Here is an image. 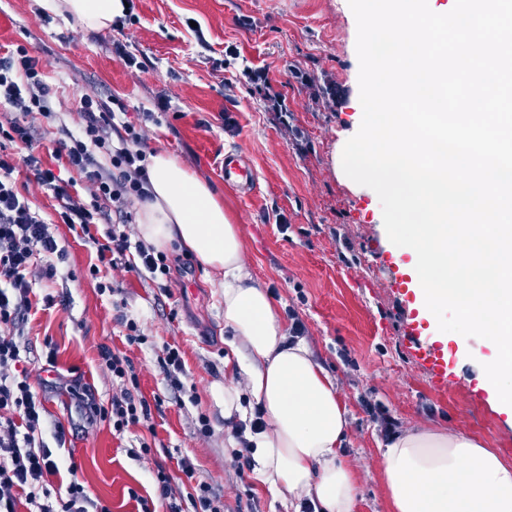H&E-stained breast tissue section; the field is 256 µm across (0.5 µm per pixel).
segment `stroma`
<instances>
[{"label": "stroma", "mask_w": 512, "mask_h": 512, "mask_svg": "<svg viewBox=\"0 0 512 512\" xmlns=\"http://www.w3.org/2000/svg\"><path fill=\"white\" fill-rule=\"evenodd\" d=\"M135 22L124 29L89 31L42 11L38 0H0V47L25 46L57 88L51 117L34 115L41 145L60 128L78 130L81 98L119 99L144 123L149 150L176 155L207 179L240 224L246 261L281 313L295 312L316 360L336 379L351 424L345 450L358 476L359 512H390L380 474L387 438L384 417L397 427H448L479 437L512 462V422L477 399V372L448 344L452 384L437 389L405 334L408 312L382 272L393 245L377 194L335 169V152L362 121L357 24L348 0H134ZM195 19L206 41L187 25ZM127 45L148 57L142 72L112 50ZM266 70L288 106V122L273 120L249 71ZM169 102L158 122L144 121L157 98ZM235 148L257 176L254 193L225 187L219 161ZM287 230H280L279 219ZM52 230L67 258L55 280L36 283V296L53 295L23 327L21 355L31 378H62L45 392L42 438L67 484L70 462L88 495L110 512H166L155 474L165 469L175 496L193 485L213 487L221 512H287L259 482L243 486L233 467L239 443L224 416V358L230 355L220 292L204 266L178 245L170 278L101 270L89 274L96 253L67 225ZM112 284L100 292L99 281ZM134 317L144 343H128L121 315ZM130 360L134 394L160 399L149 425L115 434L106 421L89 422L88 401L108 405L121 382L100 357L101 347ZM179 348L183 392L164 370L168 348ZM56 368L43 373L48 352ZM208 426H201V419ZM66 429L65 445L54 438ZM194 466L193 478L178 467Z\"/></svg>", "instance_id": "stroma-1"}]
</instances>
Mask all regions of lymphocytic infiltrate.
I'll return each instance as SVG.
<instances>
[{
    "label": "lymphocytic infiltrate",
    "instance_id": "f902f5d3",
    "mask_svg": "<svg viewBox=\"0 0 512 512\" xmlns=\"http://www.w3.org/2000/svg\"><path fill=\"white\" fill-rule=\"evenodd\" d=\"M51 99L38 61L26 47L0 56V107L13 113L8 124L0 123V512H18L22 498L37 512H87L90 501L76 478L77 464L69 466L73 479L66 496H53L48 487L46 478L55 472L56 463L51 449L39 439L44 407L27 371L20 368L16 331L34 307L32 280L54 279L65 250L48 221L20 192L14 178L17 167L25 166L38 185L53 192L59 223L86 236L92 225H108L105 241L95 244L98 263L90 267V274H98L104 265L140 275L166 276L171 270L165 253L141 241L131 242L125 231L131 221L122 209L125 199L149 197L143 131L122 120L110 102L80 99L82 126L62 130L52 142L53 157L80 175L76 182L62 179L31 151L35 135L28 118L35 113L50 117ZM17 144L28 146V154L16 156ZM131 251L136 261H128ZM100 357L123 387L110 406H92L93 417L111 421L118 433L149 421V403L135 400L129 389L137 380L131 362L108 349L101 350Z\"/></svg>",
    "mask_w": 512,
    "mask_h": 512
}]
</instances>
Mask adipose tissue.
<instances>
[{
    "mask_svg": "<svg viewBox=\"0 0 512 512\" xmlns=\"http://www.w3.org/2000/svg\"><path fill=\"white\" fill-rule=\"evenodd\" d=\"M43 10L83 28H110L126 0H40ZM150 197L138 219L142 239L171 243L213 275L233 339L225 361V417L259 407L265 428L250 434L254 476L280 499L313 512H358L357 476L343 455L348 411L309 343L292 336L266 286L244 262L245 242L211 184L175 155L148 153ZM380 471L391 512H512V464L458 430L408 428L390 435Z\"/></svg>",
    "mask_w": 512,
    "mask_h": 512,
    "instance_id": "adipose-tissue-1",
    "label": "adipose tissue"
}]
</instances>
